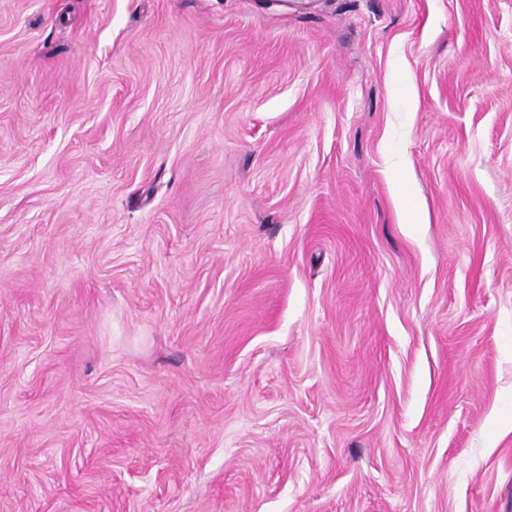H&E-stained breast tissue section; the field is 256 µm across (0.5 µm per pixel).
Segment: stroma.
<instances>
[{"label":"stroma","instance_id":"1","mask_svg":"<svg viewBox=\"0 0 512 512\" xmlns=\"http://www.w3.org/2000/svg\"><path fill=\"white\" fill-rule=\"evenodd\" d=\"M0 512H512V0H0Z\"/></svg>","mask_w":512,"mask_h":512}]
</instances>
